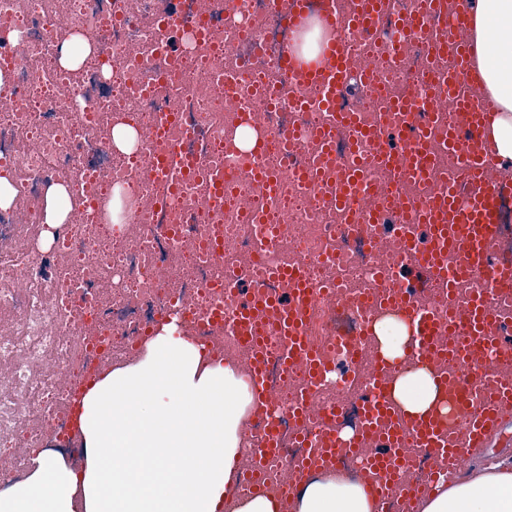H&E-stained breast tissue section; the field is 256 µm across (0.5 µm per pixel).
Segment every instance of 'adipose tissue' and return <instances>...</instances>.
I'll use <instances>...</instances> for the list:
<instances>
[{"label":"adipose tissue","instance_id":"obj_1","mask_svg":"<svg viewBox=\"0 0 512 512\" xmlns=\"http://www.w3.org/2000/svg\"><path fill=\"white\" fill-rule=\"evenodd\" d=\"M469 51L481 84L498 104L487 154L512 172V0H466ZM164 325L136 363L106 372L78 403L83 465L34 449L25 481L0 491V512H219L237 481L239 432L256 396L232 365ZM393 395L405 417L441 400L434 373L416 365ZM291 512H378L362 481L309 474ZM419 512H512V457L487 455L466 477L438 482Z\"/></svg>","mask_w":512,"mask_h":512}]
</instances>
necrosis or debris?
I'll return each mask as SVG.
<instances>
[{"label":"necrosis or debris","instance_id":"1","mask_svg":"<svg viewBox=\"0 0 512 512\" xmlns=\"http://www.w3.org/2000/svg\"><path fill=\"white\" fill-rule=\"evenodd\" d=\"M293 0H0V166L14 202L0 209V486L21 481L31 452L70 453L75 405L83 387L110 365L134 357L169 311L186 314L187 339L211 358L248 372L252 349L209 313L233 316V289L257 286L264 303L266 382L280 411V452L256 466L260 420L242 432L239 496L262 468L269 492L283 496L307 451L292 410L307 386V365L283 371L279 314L267 299L284 296L270 271L305 268L328 286L306 323L324 365L349 359L346 346L386 320L392 264L403 243L356 208L336 207L343 168L363 169L392 214L398 196L434 194L436 181L396 185L374 160L354 150L353 130L319 110L313 84L284 76L279 62L294 34L285 17ZM416 0H390L378 33L346 28L352 58L372 60L374 82L341 105L374 127L387 102L414 95L427 66V44L399 37L396 20ZM92 48L75 70L61 66L70 36ZM398 41L399 57L373 39ZM121 124L137 134L132 152L112 143ZM267 141L242 149L239 128ZM325 129L334 157L320 160ZM76 199L49 248L37 246L47 186ZM120 190L124 220L106 205ZM361 371L319 383L311 402L339 409L337 429L361 423Z\"/></svg>","mask_w":512,"mask_h":512}]
</instances>
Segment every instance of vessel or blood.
Segmentation results:
<instances>
[{
	"instance_id": "b4317fda",
	"label": "vessel or blood",
	"mask_w": 512,
	"mask_h": 512,
	"mask_svg": "<svg viewBox=\"0 0 512 512\" xmlns=\"http://www.w3.org/2000/svg\"><path fill=\"white\" fill-rule=\"evenodd\" d=\"M357 3V9L346 20L347 25L377 28L388 10V0H357ZM440 6V0H420L417 11L403 20L399 33L423 37L435 57L451 54L456 59L450 70L430 66L427 82L441 87L452 107L446 134L448 155L463 174L467 186L459 188L453 181L447 183L436 198H422L402 205L403 223L424 225L428 237L422 242L410 233H403L405 256L398 260L397 271L408 288L425 274L451 283L460 279L469 281L471 292L466 301L448 309L450 327L464 369L471 368L470 352L478 348L488 355L482 365L487 371L494 358L506 349L504 341L493 332L492 319L501 286L512 285V266H495L490 262L499 223L498 203L504 186L496 181L484 151L478 148L481 131L494 116L495 107L481 99L478 80L464 65L468 55L462 37L468 27L466 14L455 12L448 16L449 28L461 34L456 43H448L430 28L429 17ZM309 72L321 91L323 108L335 112L337 124L354 126L357 139L377 144L380 161L394 166L401 176L417 182L427 179L433 168L429 151L435 112L432 94L426 93L414 100L400 99L391 111V121L382 128H358L352 113L339 111L338 101L352 81L364 83L368 77L356 75L342 38L334 39L321 61L310 67ZM354 195L361 198L366 214L376 217L379 206L372 199L371 189L350 170L344 177L337 201L345 203ZM451 253L460 256L452 266L446 262ZM278 276L288 283L289 298L281 306V335L283 360L289 363L310 351L305 337V312L312 304L314 289L300 269H283ZM396 306L413 324L414 338L407 346L409 358L436 368L447 352L445 342L432 331L431 313L415 306L407 296L398 300ZM253 309V302L239 303L236 329L253 348L250 382L259 398L257 412L259 416L271 417L276 409L266 388L264 353L259 339L250 330ZM385 367V360L379 357L367 373L370 391L363 399L362 424L350 437L337 433L338 411L333 407L322 410L319 420L303 431L301 438L307 447L318 451L317 457L306 458L304 465L310 469L321 456L331 458L342 453L362 452L365 487L382 496L393 490L400 491L405 507L410 510L422 497L423 489L410 477V449L404 446L405 436L413 435L416 447L435 450L444 461L440 476L452 477L458 473L469 449L485 447L490 436L499 431L503 415L512 411V384L502 388L492 399L482 392L464 388L461 372H439L437 378L453 403L458 422V438L452 441L439 431L438 416L409 420L397 414L385 383Z\"/></svg>"
}]
</instances>
